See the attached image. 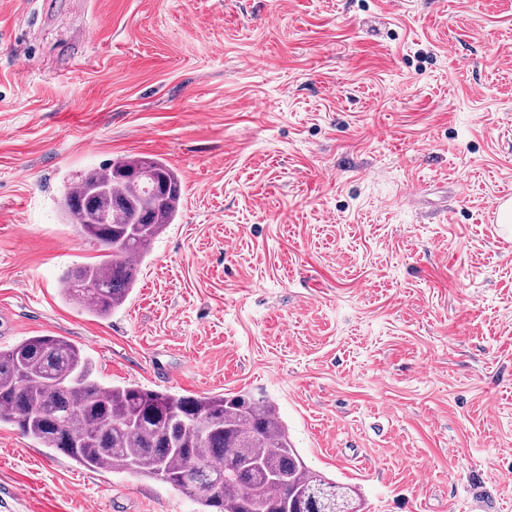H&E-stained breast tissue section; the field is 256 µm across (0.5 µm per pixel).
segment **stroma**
I'll return each mask as SVG.
<instances>
[{"label":"stroma","mask_w":512,"mask_h":512,"mask_svg":"<svg viewBox=\"0 0 512 512\" xmlns=\"http://www.w3.org/2000/svg\"><path fill=\"white\" fill-rule=\"evenodd\" d=\"M156 154L187 194L127 302L66 186ZM512 0H0V348L275 402L362 512H512ZM14 512H194L0 426Z\"/></svg>","instance_id":"stroma-1"}]
</instances>
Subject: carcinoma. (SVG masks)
Returning <instances> with one entry per match:
<instances>
[{
	"mask_svg": "<svg viewBox=\"0 0 512 512\" xmlns=\"http://www.w3.org/2000/svg\"><path fill=\"white\" fill-rule=\"evenodd\" d=\"M163 186L160 195L151 183ZM185 183L156 156H125L81 175L60 201L65 221L108 254L68 269L72 303L105 318L131 295L154 241L177 222ZM112 223L100 222L108 204ZM0 424L87 469L158 479L198 512H324L338 492H357L310 471L268 400L251 395H175L137 384L103 389L82 350L58 336L0 348Z\"/></svg>",
	"mask_w": 512,
	"mask_h": 512,
	"instance_id": "cac0c4a2",
	"label": "carcinoma"
}]
</instances>
